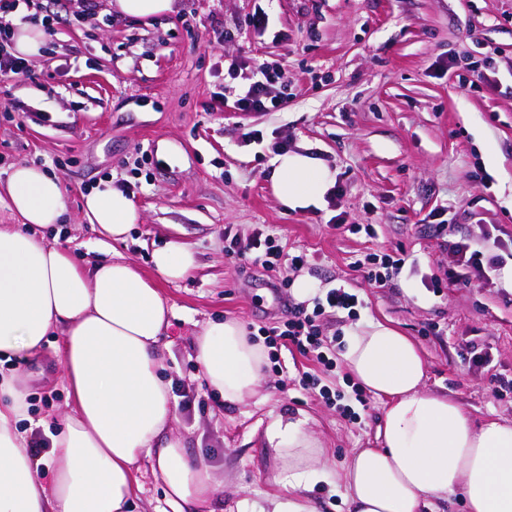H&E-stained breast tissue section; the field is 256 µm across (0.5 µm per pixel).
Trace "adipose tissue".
I'll list each match as a JSON object with an SVG mask.
<instances>
[{"mask_svg":"<svg viewBox=\"0 0 512 512\" xmlns=\"http://www.w3.org/2000/svg\"><path fill=\"white\" fill-rule=\"evenodd\" d=\"M334 180L328 167L301 153L278 155L271 174L275 197L293 210L319 205ZM2 200L22 221L0 224V512H127L134 468L143 460L173 512H199L223 484L208 465L189 458L174 429L159 346L173 305L132 262L82 266L47 240L45 229L66 213L57 176L13 165L0 181ZM84 215L116 241L141 221L131 198L107 179L86 196ZM151 260L156 278L169 282L196 266L194 252L172 241ZM52 338L70 403L45 433L49 448L34 456L20 427L30 417L28 392L6 365ZM194 354L225 404L256 396L268 349L242 322L207 321ZM342 357L359 384L386 401L380 447L354 449L333 474L304 421L275 418L266 428L280 462L275 489L259 503L238 501L237 512H316L309 493L320 484L349 512H442L455 493L469 512H512V424L474 425L460 403L427 391L417 346L383 323L351 329Z\"/></svg>","mask_w":512,"mask_h":512,"instance_id":"ef3b65f1","label":"adipose tissue"}]
</instances>
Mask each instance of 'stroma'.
I'll list each match as a JSON object with an SVG mask.
<instances>
[{
	"label": "stroma",
	"instance_id": "obj_1",
	"mask_svg": "<svg viewBox=\"0 0 512 512\" xmlns=\"http://www.w3.org/2000/svg\"><path fill=\"white\" fill-rule=\"evenodd\" d=\"M258 10L266 29L247 24ZM30 11L57 21L29 77L0 84V178L28 163L61 179L67 221L46 236L80 264L119 254L151 277L156 247L178 241L194 251L186 279L159 284L175 308L162 342L187 451L224 482L212 512L273 491L272 417L304 418L335 467L377 444L384 404L371 394L357 404L344 365L324 381L356 412L352 422L272 363L258 395L238 406L201 378L193 343L205 321L234 317L259 331L286 319L301 279L319 293L342 287L358 296L356 316L321 321L337 349L356 323L394 327L420 350L427 390L461 403L474 423L512 422V392H494L491 382L512 378V300L499 292L512 285V269L481 288L425 286L446 265L430 225H450L453 241L484 230L512 248V0H176L173 13L149 22L110 15L108 0H97L91 16L81 0H34ZM233 57L279 65L285 108L210 111ZM486 59L492 68L471 84L472 63ZM277 141L334 171L336 197L284 209L270 183ZM104 178L129 189L142 221L102 246L84 202ZM351 224L373 225L375 234L348 232ZM228 230L242 238L265 231L307 261L277 272L239 268L224 251ZM370 253L401 258L390 286L375 287L355 268ZM470 342L490 346L489 366L464 359ZM12 368L33 418L64 408L53 347Z\"/></svg>",
	"mask_w": 512,
	"mask_h": 512
}]
</instances>
